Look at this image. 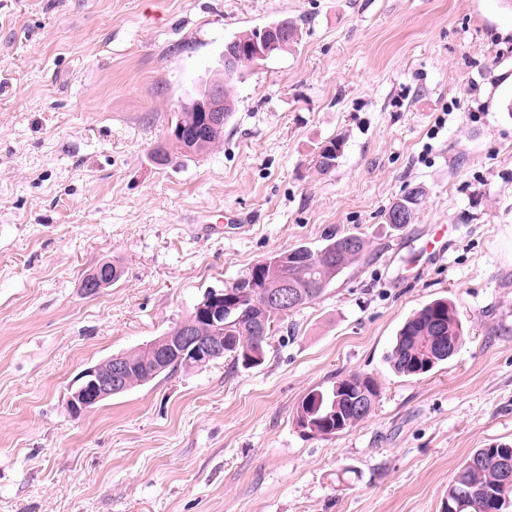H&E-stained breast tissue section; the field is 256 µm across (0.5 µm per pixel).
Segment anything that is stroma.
Wrapping results in <instances>:
<instances>
[{
	"instance_id": "35a3bbf8",
	"label": "stroma",
	"mask_w": 512,
	"mask_h": 512,
	"mask_svg": "<svg viewBox=\"0 0 512 512\" xmlns=\"http://www.w3.org/2000/svg\"><path fill=\"white\" fill-rule=\"evenodd\" d=\"M284 18L299 39L243 70L223 146L157 163L225 42ZM511 102L512 0H0V512H442L474 449L512 444ZM418 186L416 221L387 224ZM205 208L247 227L201 236ZM347 234L365 259L262 365L68 412L86 368L206 291ZM102 261L122 276L87 294ZM438 297L461 348L394 374V336ZM354 373L379 383L370 415L304 436L302 399Z\"/></svg>"
}]
</instances>
